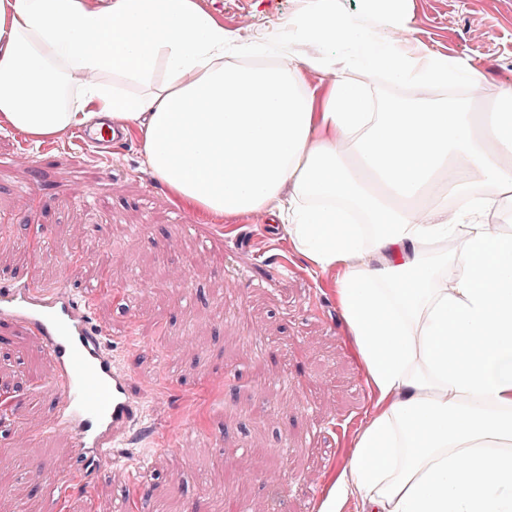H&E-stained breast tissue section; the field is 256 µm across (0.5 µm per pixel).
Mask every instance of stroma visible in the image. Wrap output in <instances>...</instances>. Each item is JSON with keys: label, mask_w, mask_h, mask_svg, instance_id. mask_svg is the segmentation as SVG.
Listing matches in <instances>:
<instances>
[{"label": "stroma", "mask_w": 512, "mask_h": 512, "mask_svg": "<svg viewBox=\"0 0 512 512\" xmlns=\"http://www.w3.org/2000/svg\"><path fill=\"white\" fill-rule=\"evenodd\" d=\"M225 32L255 42L286 37L303 0H197ZM411 39L469 57L487 86L512 84V0H409ZM34 160L21 162V152ZM178 206L142 163L137 135L112 152L75 132L33 144L0 129V285L94 289L92 323L133 377L152 430L130 464L122 447L95 475L33 493L34 472L60 461L46 428L53 368L31 339L0 330V512H318L373 412L351 356L333 272L313 269L259 214L175 222ZM187 272L159 279L158 264ZM76 266L73 279L60 277ZM262 405L265 415L254 412Z\"/></svg>", "instance_id": "obj_1"}]
</instances>
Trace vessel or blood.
<instances>
[{
	"label": "vessel or blood",
	"instance_id": "obj_1",
	"mask_svg": "<svg viewBox=\"0 0 512 512\" xmlns=\"http://www.w3.org/2000/svg\"><path fill=\"white\" fill-rule=\"evenodd\" d=\"M90 313L87 297L74 290L30 283L0 289V324L35 339L54 368L57 399L49 432L64 437L68 450L56 467L40 469L42 484L106 457L143 417L129 374L105 353Z\"/></svg>",
	"mask_w": 512,
	"mask_h": 512
}]
</instances>
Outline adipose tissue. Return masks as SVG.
Here are the masks:
<instances>
[{
  "label": "adipose tissue",
  "instance_id": "ef3b65f1",
  "mask_svg": "<svg viewBox=\"0 0 512 512\" xmlns=\"http://www.w3.org/2000/svg\"><path fill=\"white\" fill-rule=\"evenodd\" d=\"M371 18L306 0L289 43L225 32L196 0H0V126L34 143L107 125L206 218L261 213L338 271L377 397L321 512H512V85ZM343 50L348 64L336 70ZM329 74L327 86L305 80ZM385 84L472 87L382 100Z\"/></svg>",
  "mask_w": 512,
  "mask_h": 512
}]
</instances>
